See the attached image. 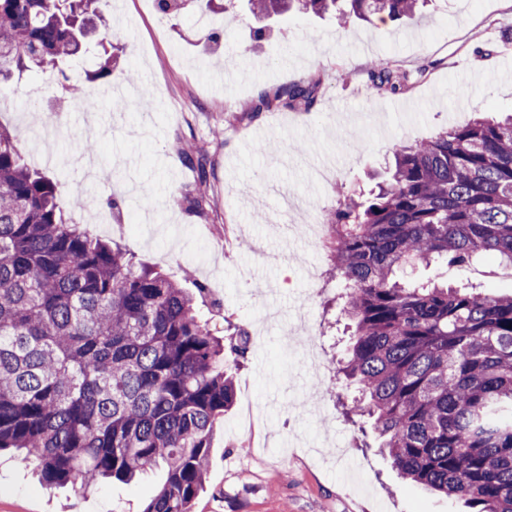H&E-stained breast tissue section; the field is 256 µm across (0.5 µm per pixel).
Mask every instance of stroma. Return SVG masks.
Masks as SVG:
<instances>
[{
	"instance_id": "obj_1",
	"label": "stroma",
	"mask_w": 512,
	"mask_h": 512,
	"mask_svg": "<svg viewBox=\"0 0 512 512\" xmlns=\"http://www.w3.org/2000/svg\"><path fill=\"white\" fill-rule=\"evenodd\" d=\"M112 40L125 49L111 85L127 109L99 101L97 162L82 168L85 116L53 79L35 71L0 90V126L22 150L34 135L54 143L64 206L91 203L103 222L92 236L117 241L137 261L204 288L198 307L214 335L239 324L261 336L229 360L236 401L217 420L203 490L193 512H459L460 506L400 478L390 461L357 447L342 406L353 390L338 372L348 335L340 287L322 245L300 232L305 210H281V196L311 200L319 215L346 193L369 192L395 152L474 113L512 111V0H430L413 21H354L294 14L259 29L246 10L213 16L218 43H204L192 12L161 16L156 0H103ZM381 61L424 80L393 94L372 88ZM318 80L311 110L250 115L261 92ZM223 129L214 138L213 129ZM196 142L213 170L201 213L177 199L195 185L178 153ZM242 226L232 247L224 227ZM434 278L512 292V278H480L419 265ZM252 402L256 426H239ZM154 470L135 484L89 493L47 487L11 450L0 451V512H143L162 484Z\"/></svg>"
}]
</instances>
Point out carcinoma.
I'll return each mask as SVG.
<instances>
[{
	"instance_id": "carcinoma-1",
	"label": "carcinoma",
	"mask_w": 512,
	"mask_h": 512,
	"mask_svg": "<svg viewBox=\"0 0 512 512\" xmlns=\"http://www.w3.org/2000/svg\"><path fill=\"white\" fill-rule=\"evenodd\" d=\"M100 0H0V89L49 69L72 98L70 66L104 23ZM256 18L293 9L347 24L415 17L419 0H248ZM112 78V56L86 73ZM371 85L405 91L412 75L383 63ZM315 82L276 86L253 113L309 110ZM207 182L199 149L181 153ZM326 223L341 314L352 322L343 409L371 422L377 448L405 480L468 512H512V293L415 283L404 268L457 269L495 256L512 270V114L478 117L401 147L365 200L349 196ZM246 330L213 336L180 282L69 219L58 182L31 168L0 127V449L44 484L85 490L131 482L163 465L143 512H192L216 421L234 404L226 355Z\"/></svg>"
}]
</instances>
